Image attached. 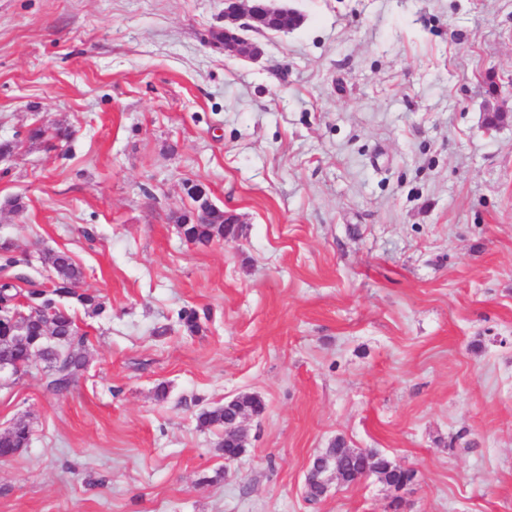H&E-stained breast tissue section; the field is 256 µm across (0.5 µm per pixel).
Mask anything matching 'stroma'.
I'll return each mask as SVG.
<instances>
[{"mask_svg":"<svg viewBox=\"0 0 512 512\" xmlns=\"http://www.w3.org/2000/svg\"><path fill=\"white\" fill-rule=\"evenodd\" d=\"M276 2L247 61L224 0H0V238L104 303L69 390L0 378V512H512V0ZM196 183L235 237H181ZM245 395L230 463L198 415ZM339 437L412 482L308 501ZM30 440V423L25 418L16 419L0 433V460H8L27 448Z\"/></svg>","mask_w":512,"mask_h":512,"instance_id":"obj_1","label":"stroma"}]
</instances>
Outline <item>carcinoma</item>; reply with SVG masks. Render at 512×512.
Segmentation results:
<instances>
[{
  "label": "carcinoma",
  "instance_id": "obj_1",
  "mask_svg": "<svg viewBox=\"0 0 512 512\" xmlns=\"http://www.w3.org/2000/svg\"><path fill=\"white\" fill-rule=\"evenodd\" d=\"M185 238L194 243H208L224 237L222 224H181ZM42 266L48 272L46 281L23 280V285L5 280L0 283V354L11 363L26 370L31 358L40 354L45 363L47 386L63 392L77 381L85 370L86 334L80 332L69 302L74 300L94 312L103 309L98 296L81 292L78 284L82 269L65 251H49L42 257ZM179 322L191 333L201 327L200 314L195 309L178 312ZM265 405L255 396L237 398L232 403L208 409L198 415L203 426L225 428V423L250 411L261 414ZM30 423L16 419L0 433V460H8L27 447ZM327 472L336 474L344 483L352 475L365 471L374 474L387 485L396 488L413 479V473L393 464L389 458L374 450L345 447V441L336 439L333 450L325 452Z\"/></svg>",
  "mask_w": 512,
  "mask_h": 512
}]
</instances>
